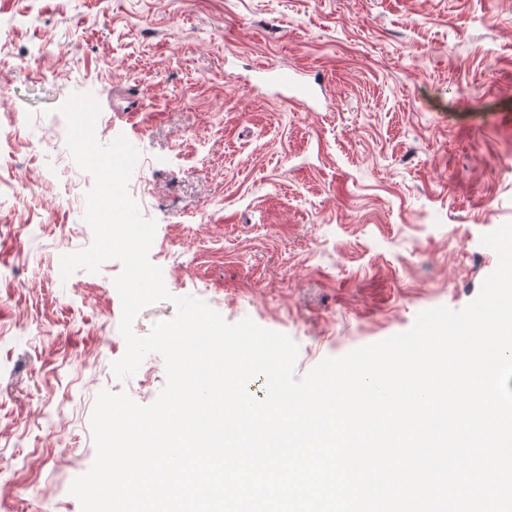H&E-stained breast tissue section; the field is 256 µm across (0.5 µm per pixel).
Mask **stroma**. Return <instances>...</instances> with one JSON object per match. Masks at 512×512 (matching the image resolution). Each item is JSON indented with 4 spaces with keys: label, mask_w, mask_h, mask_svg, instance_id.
<instances>
[{
    "label": "stroma",
    "mask_w": 512,
    "mask_h": 512,
    "mask_svg": "<svg viewBox=\"0 0 512 512\" xmlns=\"http://www.w3.org/2000/svg\"><path fill=\"white\" fill-rule=\"evenodd\" d=\"M74 93L99 102L101 144L139 153L167 290L290 337L296 377L464 308L497 267L481 237L512 222V0H0V512H81L98 393L147 405L166 384L156 353L113 373L120 262L60 275L93 239ZM269 82L289 93V101L297 102L310 93V87L300 72L281 67L262 68Z\"/></svg>",
    "instance_id": "obj_1"
}]
</instances>
